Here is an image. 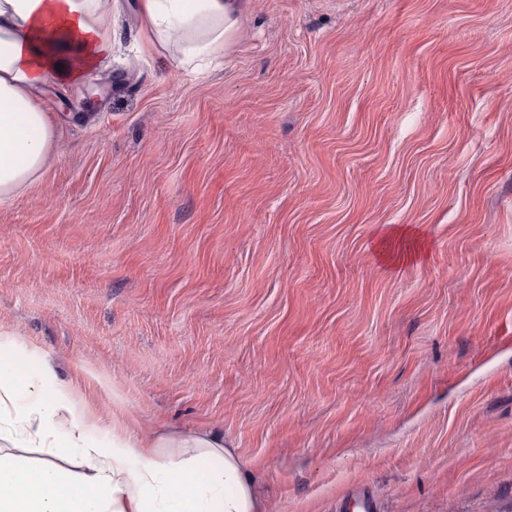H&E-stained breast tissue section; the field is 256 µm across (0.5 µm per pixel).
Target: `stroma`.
<instances>
[{
  "label": "stroma",
  "instance_id": "stroma-1",
  "mask_svg": "<svg viewBox=\"0 0 512 512\" xmlns=\"http://www.w3.org/2000/svg\"><path fill=\"white\" fill-rule=\"evenodd\" d=\"M112 28L0 203V352L99 444L222 432L268 512H512V0H252L198 70ZM379 233L377 253L391 268L414 262L423 254L417 232L410 227H384ZM336 512H379L376 500L369 490H359L348 500H342Z\"/></svg>",
  "mask_w": 512,
  "mask_h": 512
}]
</instances>
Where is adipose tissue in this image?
<instances>
[{"label": "adipose tissue", "instance_id": "obj_1", "mask_svg": "<svg viewBox=\"0 0 512 512\" xmlns=\"http://www.w3.org/2000/svg\"><path fill=\"white\" fill-rule=\"evenodd\" d=\"M113 0H0V201L43 173L57 131L40 93L79 87L112 51ZM251 0H137L139 33L178 65L202 63L239 34ZM377 252L392 268L423 248L415 230L382 228ZM77 387L57 396L0 355V512H266L236 449L210 429H143L77 410Z\"/></svg>", "mask_w": 512, "mask_h": 512}]
</instances>
